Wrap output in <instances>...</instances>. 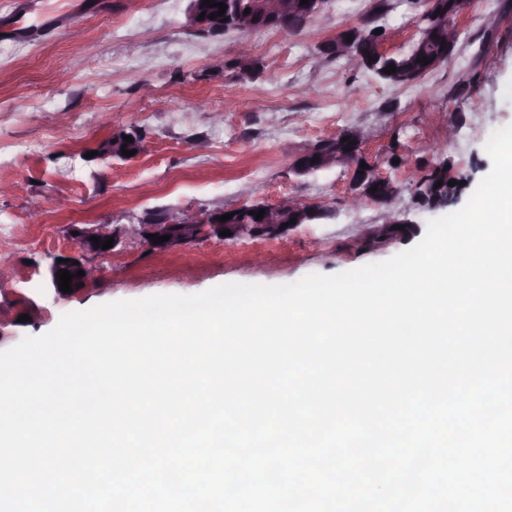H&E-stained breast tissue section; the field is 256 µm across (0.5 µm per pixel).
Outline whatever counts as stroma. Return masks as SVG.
<instances>
[{
  "label": "stroma",
  "mask_w": 512,
  "mask_h": 512,
  "mask_svg": "<svg viewBox=\"0 0 512 512\" xmlns=\"http://www.w3.org/2000/svg\"><path fill=\"white\" fill-rule=\"evenodd\" d=\"M189 0H0V351L40 336L62 314L155 294L192 295L225 283L295 282L379 262L411 237L362 241L381 208L350 203L352 173H296L294 154L347 128L399 190L419 226L464 206L492 162L490 135L512 124V0H466L448 60L395 87L322 53L323 43L374 18L399 55L419 37L422 0H328L299 34L246 38L257 64L239 77V33L201 31ZM457 122L456 135L448 125ZM135 133L124 160L103 143ZM290 144L284 153L282 144ZM451 180L448 208L414 196L433 164ZM323 206L324 218L275 238L153 251L137 243L80 252L73 228L135 224L154 213H211L282 199ZM79 255L91 278L57 296L49 266Z\"/></svg>",
  "instance_id": "stroma-1"
}]
</instances>
